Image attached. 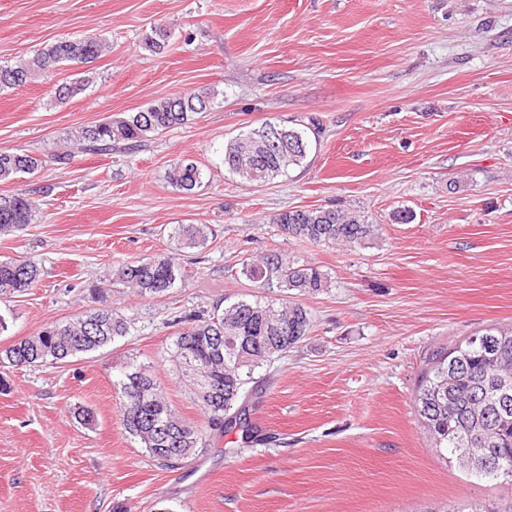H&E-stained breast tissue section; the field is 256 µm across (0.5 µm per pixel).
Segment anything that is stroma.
<instances>
[{"label": "stroma", "mask_w": 512, "mask_h": 512, "mask_svg": "<svg viewBox=\"0 0 512 512\" xmlns=\"http://www.w3.org/2000/svg\"><path fill=\"white\" fill-rule=\"evenodd\" d=\"M174 38L146 51L151 25ZM105 33L93 84L59 103L54 71L0 92V149L46 158L0 183L33 188L36 223L0 235V260L42 269L0 298V348L96 308L94 284L137 319L131 336L63 364L22 367L0 391V512H468L512 498L433 448L413 408L429 357L512 325V0H0V65L66 36ZM217 89V103L132 154L50 157L67 134L159 97ZM319 123L304 167L253 187L224 141L265 122ZM191 157V192L167 174ZM339 204L378 225L355 245L288 237L274 215ZM174 224H206L207 248L160 298L112 285L116 270L170 250ZM271 252L310 262L309 335L262 369L258 432L166 468L121 423L113 381L149 365L180 415L203 425L168 358L183 312L264 291L240 273ZM91 410L84 424L78 409Z\"/></svg>", "instance_id": "35a3bbf8"}]
</instances>
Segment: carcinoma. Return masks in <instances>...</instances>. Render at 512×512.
I'll return each mask as SVG.
<instances>
[{
  "instance_id": "obj_1",
  "label": "carcinoma",
  "mask_w": 512,
  "mask_h": 512,
  "mask_svg": "<svg viewBox=\"0 0 512 512\" xmlns=\"http://www.w3.org/2000/svg\"><path fill=\"white\" fill-rule=\"evenodd\" d=\"M171 32L156 23L145 34L144 45L154 54L170 46ZM108 45L101 33L64 37L16 65L0 66V92L21 87L47 71L90 63ZM90 80L63 81L54 97L65 101L83 92ZM218 93L186 91L162 96L138 112H126L70 135L72 149L57 153L53 162L64 165L74 151L110 154L134 153L153 137L192 120L211 108ZM266 125L242 132L224 144V168L241 182L258 186L303 166L319 143L314 123L298 127L278 125L283 140L270 148L261 132ZM45 160L19 150L0 151V182H12L21 174L32 175ZM203 169L191 158L174 163L170 182L191 192L201 186ZM39 210L31 193L20 189L0 194V234L35 222ZM272 223L286 235L322 244H360L375 235L376 225L366 222L357 210L341 207L292 208L277 214ZM212 234L206 224H174L169 237L175 250H201ZM240 273L261 288L313 295L327 288V276L308 263L270 253L258 260H244ZM41 268L33 260L0 261V296L22 293L36 284ZM185 277L174 253H159L127 263L118 269L117 281L140 295L161 297ZM100 307L62 323L46 326L31 336L0 349V371L14 367H38L93 353L134 330V319L112 307V289L95 288ZM181 325L172 341L170 360L188 378L194 399L207 419L209 434L185 421L167 400L148 367L130 363L115 383L121 396L122 423L161 465L172 466L171 454L181 448V465L190 462L200 448L224 436L240 434L249 441L254 429L241 410L236 420L224 422V414L238 408L246 385L257 383L255 372L299 344L309 333V312L299 303L284 304L278 298L217 303L209 310L189 311L174 318ZM222 339V353L212 351L211 339ZM512 382V327H493L467 336L450 348L436 352L421 373L413 396L418 421L434 447L448 453L477 477L506 480L501 467L512 469V402L497 400L494 384ZM470 448L484 449L485 461L477 462Z\"/></svg>"
}]
</instances>
